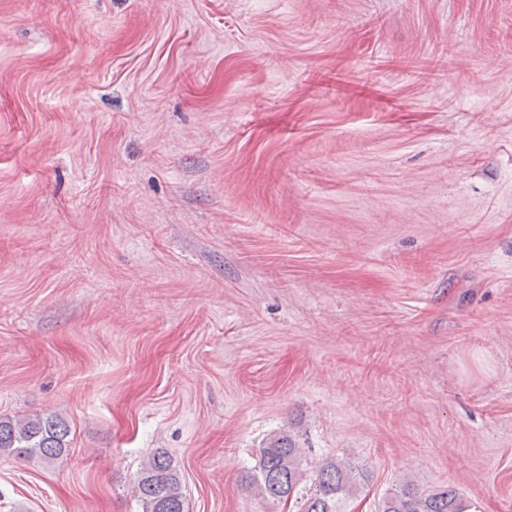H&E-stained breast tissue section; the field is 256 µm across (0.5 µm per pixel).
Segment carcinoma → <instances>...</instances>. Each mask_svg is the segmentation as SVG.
<instances>
[{
  "label": "carcinoma",
  "mask_w": 512,
  "mask_h": 512,
  "mask_svg": "<svg viewBox=\"0 0 512 512\" xmlns=\"http://www.w3.org/2000/svg\"><path fill=\"white\" fill-rule=\"evenodd\" d=\"M70 428L57 417H36L25 421L0 419V456L19 459L56 460L69 450ZM303 449L296 435L283 431L260 449L254 471L242 481L273 503L299 500L306 483L310 495L301 512H344V503L363 491L367 467L350 459H332L317 465L312 475L302 469ZM134 492L142 512H186L179 470L164 452L155 453L140 467ZM378 512H470V504L451 485L420 491L411 480L385 493L377 503Z\"/></svg>",
  "instance_id": "1"
}]
</instances>
